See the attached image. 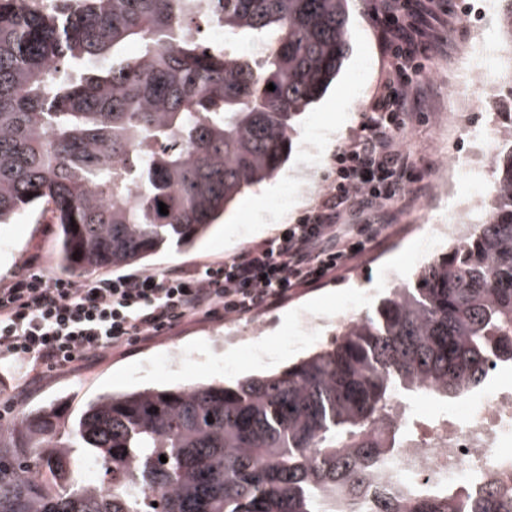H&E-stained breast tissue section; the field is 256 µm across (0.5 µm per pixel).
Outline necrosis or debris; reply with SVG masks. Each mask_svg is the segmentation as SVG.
<instances>
[{
    "instance_id": "necrosis-or-debris-1",
    "label": "necrosis or debris",
    "mask_w": 512,
    "mask_h": 512,
    "mask_svg": "<svg viewBox=\"0 0 512 512\" xmlns=\"http://www.w3.org/2000/svg\"><path fill=\"white\" fill-rule=\"evenodd\" d=\"M499 53V45L488 26L477 28L453 63L456 76L450 87L460 109L481 99L491 83L485 66ZM457 176L446 166L436 175L438 195L448 199V221L444 224L411 225L412 233L431 239L458 238L461 202L452 195ZM454 418L421 434L415 446L406 448L398 468L424 482L448 483L465 475L512 480V385H498L481 396L456 403Z\"/></svg>"
}]
</instances>
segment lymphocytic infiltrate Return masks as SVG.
<instances>
[{
    "label": "lymphocytic infiltrate",
    "instance_id": "f902f5d3",
    "mask_svg": "<svg viewBox=\"0 0 512 512\" xmlns=\"http://www.w3.org/2000/svg\"><path fill=\"white\" fill-rule=\"evenodd\" d=\"M370 13L384 24L383 80L358 132L334 155L324 191L293 223L221 262L81 280L18 274L0 287V360L24 363L36 383L187 321L271 307L371 250L374 236L351 233L343 220L400 193L407 154L399 135L412 121L410 100L423 92V64L405 0H370Z\"/></svg>",
    "mask_w": 512,
    "mask_h": 512
}]
</instances>
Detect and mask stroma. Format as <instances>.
I'll return each instance as SVG.
<instances>
[{
  "instance_id": "35a3bbf8",
  "label": "stroma",
  "mask_w": 512,
  "mask_h": 512,
  "mask_svg": "<svg viewBox=\"0 0 512 512\" xmlns=\"http://www.w3.org/2000/svg\"><path fill=\"white\" fill-rule=\"evenodd\" d=\"M468 12H454L445 23L421 15L417 23L424 30L422 43L425 70L421 99L412 123L400 135L409 154V168L400 195L385 209L356 213L345 221L361 230L369 224L385 225L378 245L347 262L334 280L299 289L287 301L242 317L216 321L193 320L152 341L138 344L122 353L108 355L92 366L75 371H59L48 377L20 403L11 394L21 384V366L0 365V414L18 417L44 407L59 410L61 416L78 414L88 402L113 392L166 387L199 380L228 381L287 367L313 349V342H298L302 318L313 302H321L325 317L318 336L328 342L337 316L373 311L384 289L412 279L419 268L418 254L436 256L447 251L444 242L424 245L421 238L408 235L411 224L424 223L427 216H447L448 209L434 193V175L447 164L460 168L454 183L457 197L469 199L482 194V186L467 173L472 154L469 129L486 128L494 121V99H482L466 113H458L444 78L478 22L474 11L477 0H466ZM352 55L335 84L324 98L299 120L291 155L276 175L282 186L279 196L257 211L231 206L222 224L216 225L193 247L162 248L151 256L145 269L161 272L173 267L217 262L232 257L251 244L273 237L280 225L292 223L326 184L333 154L358 131L380 83L385 62L381 26L367 9L366 0H350ZM316 143L319 158L309 164L304 148ZM56 226L50 213L30 211L14 223L0 225V286L24 270L47 277L66 276L56 261ZM291 314L288 326H281L283 314ZM261 332L255 345L225 346L224 336L234 332ZM268 352L256 359L254 348Z\"/></svg>"
}]
</instances>
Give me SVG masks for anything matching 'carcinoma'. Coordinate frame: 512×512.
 I'll list each match as a JSON object with an SVG mask.
<instances>
[{
  "instance_id": "cac0c4a2",
  "label": "carcinoma",
  "mask_w": 512,
  "mask_h": 512,
  "mask_svg": "<svg viewBox=\"0 0 512 512\" xmlns=\"http://www.w3.org/2000/svg\"><path fill=\"white\" fill-rule=\"evenodd\" d=\"M348 3L0 0V224L50 211L69 270L193 246L279 171L348 56ZM497 26L512 46V0ZM500 117L484 222L414 284L281 371L108 394L63 435L47 409L0 424V512H512L495 480L376 487L418 436L397 396L512 365V92Z\"/></svg>"
}]
</instances>
